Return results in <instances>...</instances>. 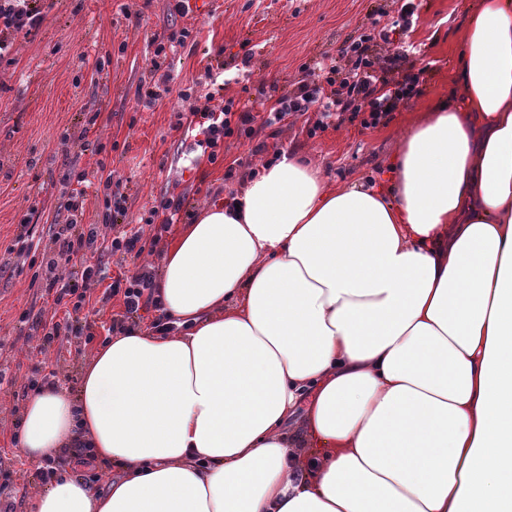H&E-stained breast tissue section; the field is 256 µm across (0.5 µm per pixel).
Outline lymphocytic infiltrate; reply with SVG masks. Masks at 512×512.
Segmentation results:
<instances>
[{
	"label": "lymphocytic infiltrate",
	"instance_id": "lymphocytic-infiltrate-1",
	"mask_svg": "<svg viewBox=\"0 0 512 512\" xmlns=\"http://www.w3.org/2000/svg\"><path fill=\"white\" fill-rule=\"evenodd\" d=\"M417 9L414 0H402L391 25L349 37L338 57L326 55L304 68L296 90L277 96L265 119H257L252 107L220 101L211 93L203 105L176 113L175 126L192 137L194 148L202 150L212 163L223 153L225 139L253 138L256 124L269 127L293 115L315 113L312 128L316 131L325 129L337 114L349 115L363 128L376 127L390 111L419 92L417 73L407 70L400 78L391 76L392 70L399 69L402 38ZM45 18L44 0H0V60L13 55L19 33L38 31ZM92 176L102 188L105 214L102 223L82 224L77 217L83 212L86 183ZM92 176L84 170L77 173L76 186L64 203L69 219L53 227L54 255L65 265L46 276L43 286L47 294L53 295L55 305L65 307L66 312L62 320L49 323L43 336L47 347L63 336L82 335L93 340L92 325L81 319L80 312L88 306L94 288H103L107 301L122 296L129 318L153 302L156 273L152 265L140 261L143 233L114 231L118 217L127 211L126 198L113 192L112 176L105 167H98ZM115 254L138 261L136 272L106 280L102 266Z\"/></svg>",
	"mask_w": 512,
	"mask_h": 512
}]
</instances>
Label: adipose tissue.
<instances>
[{"label": "adipose tissue", "mask_w": 512, "mask_h": 512, "mask_svg": "<svg viewBox=\"0 0 512 512\" xmlns=\"http://www.w3.org/2000/svg\"><path fill=\"white\" fill-rule=\"evenodd\" d=\"M446 106L383 178L281 151L161 255L163 334L115 333L22 413L25 512H512V0H475Z\"/></svg>", "instance_id": "ef3b65f1"}]
</instances>
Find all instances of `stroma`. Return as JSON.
I'll use <instances>...</instances> for the list:
<instances>
[{
  "instance_id": "1",
  "label": "stroma",
  "mask_w": 512,
  "mask_h": 512,
  "mask_svg": "<svg viewBox=\"0 0 512 512\" xmlns=\"http://www.w3.org/2000/svg\"><path fill=\"white\" fill-rule=\"evenodd\" d=\"M471 0H420L418 18L403 38L407 65L421 69V92L390 120L365 129L347 117L309 136L304 118L291 117L253 139H227L217 163L196 158L183 132L173 127L176 110L203 103L216 78L225 97L265 115L271 102L260 85L289 90L302 65L336 55L357 28L397 18L393 0H195L187 15L169 14L164 0H53L42 27L18 35L13 58L0 60V502L23 512L41 485L42 472L21 453L17 436L28 378L53 374L77 391L87 357L108 337L121 314L120 298L91 315L94 339L43 348L39 315L54 305L39 284L51 258L49 227L63 223L59 204L74 187V172L104 163L127 200L124 219L142 227L144 262L159 265L161 246L142 215L162 198L183 196L192 215L237 191L278 148L319 164L330 180L345 185L373 179L411 122L452 88L458 34ZM189 29L165 68L172 81L155 103L143 95L151 82L157 34ZM252 52L253 75L239 77L241 59ZM193 87L190 100L178 91ZM95 120L103 150L81 148V133ZM264 144L255 153L256 144ZM30 217L40 244L17 245L18 224Z\"/></svg>"
}]
</instances>
